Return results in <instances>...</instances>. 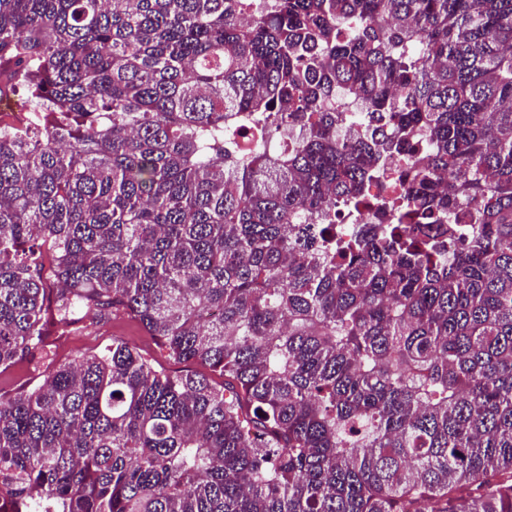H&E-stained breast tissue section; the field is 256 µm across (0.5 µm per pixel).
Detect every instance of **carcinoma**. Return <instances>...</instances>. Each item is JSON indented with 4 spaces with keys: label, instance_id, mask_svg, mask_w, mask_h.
Here are the masks:
<instances>
[{
    "label": "carcinoma",
    "instance_id": "cac0c4a2",
    "mask_svg": "<svg viewBox=\"0 0 512 512\" xmlns=\"http://www.w3.org/2000/svg\"><path fill=\"white\" fill-rule=\"evenodd\" d=\"M19 87L0 512H512V0H0ZM70 336L53 338L49 346L57 360L71 358L80 351L100 350L113 339L124 340L136 346L145 356L167 367L183 369V364L169 363L158 350L155 341L140 325L126 316H117L104 325H88Z\"/></svg>",
    "mask_w": 512,
    "mask_h": 512
}]
</instances>
